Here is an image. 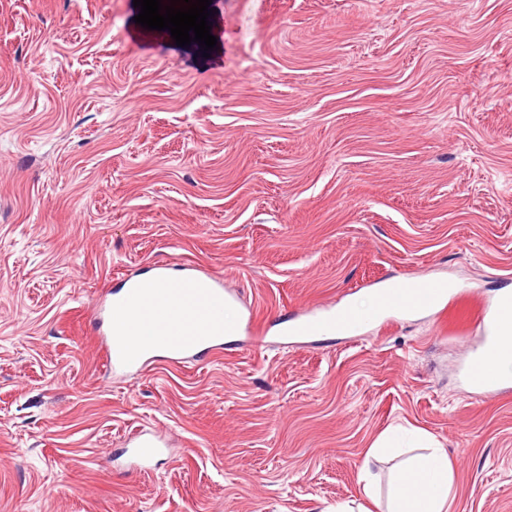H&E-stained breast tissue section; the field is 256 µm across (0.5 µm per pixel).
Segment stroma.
<instances>
[{"label":"stroma","mask_w":512,"mask_h":512,"mask_svg":"<svg viewBox=\"0 0 512 512\" xmlns=\"http://www.w3.org/2000/svg\"><path fill=\"white\" fill-rule=\"evenodd\" d=\"M211 7L205 64L132 37L133 0H0V512H386L428 445L448 512H512V391L462 370L512 292V0ZM161 262L221 278L266 346L107 372L100 297ZM412 280L466 294L284 333ZM374 319L371 314H353L346 310L336 312L330 308L312 309L296 318L286 332L294 338L308 339L320 336L327 328L336 326V323L353 329ZM133 441L131 451L140 466L154 461L163 453L161 440L153 433L141 431L133 436Z\"/></svg>","instance_id":"1"}]
</instances>
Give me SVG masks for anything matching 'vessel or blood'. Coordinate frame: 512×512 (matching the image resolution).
<instances>
[{"label": "vessel or blood", "mask_w": 512, "mask_h": 512, "mask_svg": "<svg viewBox=\"0 0 512 512\" xmlns=\"http://www.w3.org/2000/svg\"><path fill=\"white\" fill-rule=\"evenodd\" d=\"M446 295V289L423 281L405 282L400 289L387 288L379 293L387 313L435 310L443 306ZM237 302V296L225 291L211 275L190 271L175 277L166 264H158L151 277L129 281L121 295L103 303L106 326L101 345L107 365L114 372H129L147 365L160 353L176 362L204 351H221L224 309ZM198 305L208 311L206 324H196L184 315L185 310ZM133 319L143 322L144 330L124 336L121 324ZM369 320V315L346 310L313 309L296 318L287 332L308 339L337 325L353 329ZM476 329L483 350L468 359L465 375L474 387L492 391L504 379L497 364L512 361V294L502 295L487 308L478 318ZM162 452L157 435L145 431L134 435L132 453L139 464L154 461Z\"/></svg>", "instance_id": "obj_1"}]
</instances>
